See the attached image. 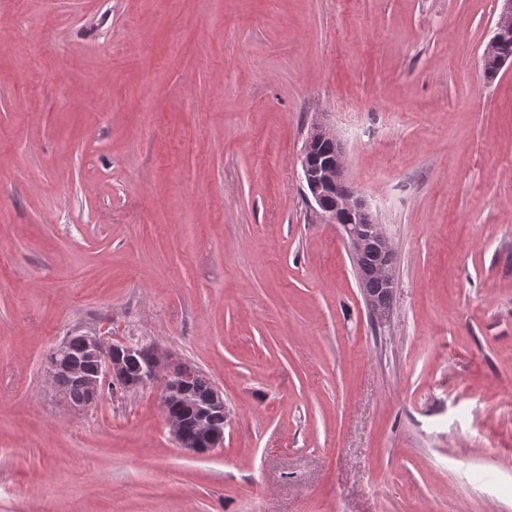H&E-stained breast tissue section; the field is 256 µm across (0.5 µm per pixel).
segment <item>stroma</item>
Segmentation results:
<instances>
[{
  "label": "stroma",
  "mask_w": 512,
  "mask_h": 512,
  "mask_svg": "<svg viewBox=\"0 0 512 512\" xmlns=\"http://www.w3.org/2000/svg\"><path fill=\"white\" fill-rule=\"evenodd\" d=\"M499 0H0V512H512V68ZM394 252L376 322L313 124ZM223 393L76 411L68 336ZM501 9L495 24L493 36L484 52V56L489 54H498V61L502 66L512 68V33L507 35L502 44V52L499 45V34L506 33L512 29V0H501ZM504 53H511L506 55ZM84 337L86 341L81 336L69 339L56 379L72 404H78L85 399L91 386L87 399L80 405H73L77 408H86L99 399L104 385L112 380L115 372L120 368L116 355L130 357L137 352L135 344L128 340L114 343L105 341L95 334H87ZM152 346L150 343L141 344L138 353L124 361L121 376L116 378L118 385L123 384L124 379L135 376L151 361ZM167 364L168 356L155 350L151 363L128 387L139 389L159 382L162 386L161 402L164 405L168 395L176 391L178 385L190 382L199 372V369L192 364L180 363L177 365L179 373L178 367H174L173 372L178 373L175 375L167 371ZM212 393V381L205 374H200L187 388L178 389L176 394L169 396L167 411L175 416L182 426L181 429L179 422L173 418L167 419L171 437L178 447L195 454H204L223 446L224 397L223 393L215 387L213 402L223 409L217 408L211 402ZM201 422H205L212 430L201 424L198 433Z\"/></svg>",
  "instance_id": "stroma-1"
}]
</instances>
